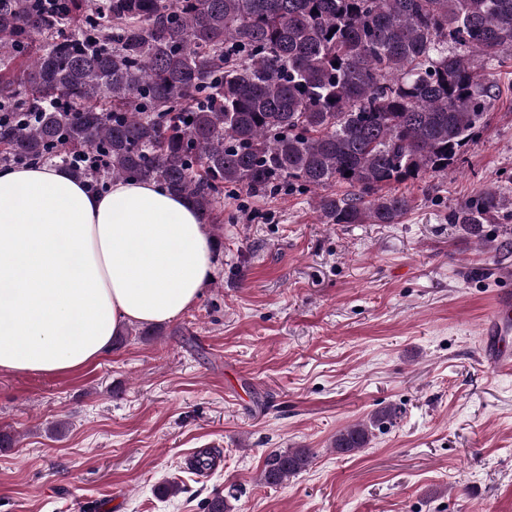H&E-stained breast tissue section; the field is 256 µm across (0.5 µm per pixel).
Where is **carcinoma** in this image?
Returning a JSON list of instances; mask_svg holds the SVG:
<instances>
[{
  "mask_svg": "<svg viewBox=\"0 0 512 512\" xmlns=\"http://www.w3.org/2000/svg\"><path fill=\"white\" fill-rule=\"evenodd\" d=\"M504 56L512 0H0V104L27 117L0 124V163L153 181L209 226L226 190H309L325 224H397L412 201L396 187L454 172L484 128L496 86L479 68ZM86 154L104 174L74 164ZM504 207L489 188L448 222L482 242ZM395 418L331 448L353 455ZM313 459L273 451L260 482Z\"/></svg>",
  "mask_w": 512,
  "mask_h": 512,
  "instance_id": "cac0c4a2",
  "label": "carcinoma"
}]
</instances>
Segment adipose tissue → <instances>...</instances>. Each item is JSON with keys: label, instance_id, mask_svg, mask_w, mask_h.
Here are the masks:
<instances>
[{"label": "adipose tissue", "instance_id": "obj_1", "mask_svg": "<svg viewBox=\"0 0 512 512\" xmlns=\"http://www.w3.org/2000/svg\"><path fill=\"white\" fill-rule=\"evenodd\" d=\"M211 271L206 228L184 197L149 181L92 193L46 165L0 169V372L94 362L127 324L183 313Z\"/></svg>", "mask_w": 512, "mask_h": 512}]
</instances>
